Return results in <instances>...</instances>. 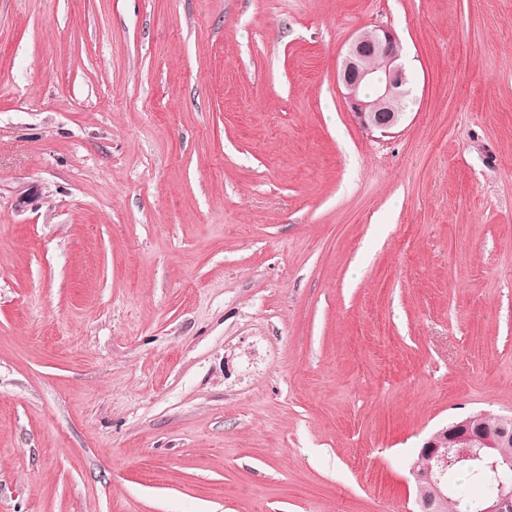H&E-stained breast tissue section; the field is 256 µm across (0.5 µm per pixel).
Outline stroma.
I'll use <instances>...</instances> for the list:
<instances>
[{"label": "stroma", "mask_w": 512, "mask_h": 512, "mask_svg": "<svg viewBox=\"0 0 512 512\" xmlns=\"http://www.w3.org/2000/svg\"><path fill=\"white\" fill-rule=\"evenodd\" d=\"M392 27L367 135L336 67ZM512 415V0H0V512H416ZM402 46L393 29L375 26L356 35L348 45L338 69L337 79L342 86L346 105L356 122L367 133L379 132L382 135L397 127L405 117L402 102L409 94L406 69L401 62ZM376 54L384 59V74L381 61L370 57L364 66L367 55ZM375 84L376 98L369 100L362 95L361 88ZM499 416L485 411L472 413L468 416L471 419V424L467 419L450 423L435 431L423 443L418 459L426 457L427 460L434 462L435 467L429 463L425 467H420L416 462L411 469V475L416 485L426 484L432 489L431 496L417 500L419 512H433L438 501L444 502L446 499V504L441 508V512H454L461 502V499L456 496L455 489L457 484L455 476L460 471L467 472L474 481L484 486L486 495L482 500L497 494L499 490L497 496L483 501L478 510L476 506L482 501L481 499L467 503L466 512H476V510L477 512L512 511V485H500V480L496 475L490 474L478 463L453 469L474 461L483 462L494 474L505 467L512 469V455L504 450L512 437V418L505 415ZM500 420L502 426L498 434H488L476 438L471 425L478 431L492 433L498 429ZM508 426H510V432ZM476 439L480 443L475 442L474 444ZM473 445L474 448H472ZM449 469L452 470L448 472ZM447 472L448 491L445 492L442 478Z\"/></svg>", "instance_id": "35a3bbf8"}]
</instances>
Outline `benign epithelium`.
<instances>
[{"label": "benign epithelium", "instance_id": "7a95c632", "mask_svg": "<svg viewBox=\"0 0 512 512\" xmlns=\"http://www.w3.org/2000/svg\"><path fill=\"white\" fill-rule=\"evenodd\" d=\"M402 46L393 29L376 26L356 35L348 45L338 69L337 79L344 89L343 97L356 122L367 133L382 135L397 127L405 117L402 102L409 94L406 69L401 62ZM376 54L384 59V74L376 79L372 69L364 66V58ZM374 84L376 98L369 100L362 95L361 88ZM502 426L496 435L488 434L476 438L470 421L453 422L435 431L422 445L420 457L430 464L413 465L411 475L416 485L431 487V496L417 501L419 512H433L436 504L447 499L443 476L448 470L483 462L491 472L498 473L508 467L512 469V454L504 447L512 440V418L501 416ZM481 447H474V441ZM477 512H512V485H500L497 496L483 501Z\"/></svg>", "mask_w": 512, "mask_h": 512}]
</instances>
